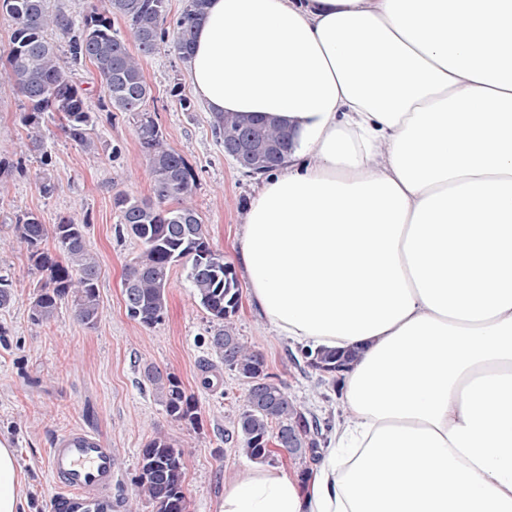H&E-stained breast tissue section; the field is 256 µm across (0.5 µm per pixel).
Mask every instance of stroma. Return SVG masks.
<instances>
[{"label":"stroma","mask_w":512,"mask_h":512,"mask_svg":"<svg viewBox=\"0 0 512 512\" xmlns=\"http://www.w3.org/2000/svg\"><path fill=\"white\" fill-rule=\"evenodd\" d=\"M144 77L151 88L147 103L168 145L181 154L195 175L194 205L206 226L210 244L235 260L239 227L259 178L225 155L201 105L181 111L178 96L192 97L186 65L160 50L147 58ZM24 99L12 87L0 86V272L16 284L12 303L0 308V438L16 450L25 481L27 512H51L55 492L45 464L48 448L72 431H84L112 448L118 470L112 496L135 494L139 451L163 433L182 448L187 512H215L229 484L258 463L242 450L236 420L245 404L244 382L218 365L205 344L219 327L201 307L187 279V267H172L167 311L146 327L125 308L123 276L142 252L131 236L115 233L119 213L113 196L122 191L150 198L154 186L146 156L129 114L100 113L90 152L63 131L57 113H46L40 126L43 151L32 150L21 122ZM56 185L52 196L40 190L39 173ZM36 213L44 224L65 216L87 219V246L101 266L97 325L78 320L63 305L49 323L35 327L28 308L45 273L28 261L25 244L12 228L22 215ZM238 336L260 352L275 383L320 420L344 418L339 387L330 376L308 367L300 346L277 335L261 318L249 293H242L233 318ZM215 365L212 388L201 384L204 368ZM175 375L198 400L199 427L172 420L146 378L147 370Z\"/></svg>","instance_id":"1"}]
</instances>
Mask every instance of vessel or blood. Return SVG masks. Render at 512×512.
<instances>
[{
	"instance_id": "b4317fda",
	"label": "vessel or blood",
	"mask_w": 512,
	"mask_h": 512,
	"mask_svg": "<svg viewBox=\"0 0 512 512\" xmlns=\"http://www.w3.org/2000/svg\"><path fill=\"white\" fill-rule=\"evenodd\" d=\"M47 466L57 486L52 512H114L117 458L95 435L66 434L51 449Z\"/></svg>"
}]
</instances>
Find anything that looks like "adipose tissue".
Here are the masks:
<instances>
[{
	"label": "adipose tissue",
	"instance_id": "1",
	"mask_svg": "<svg viewBox=\"0 0 512 512\" xmlns=\"http://www.w3.org/2000/svg\"><path fill=\"white\" fill-rule=\"evenodd\" d=\"M188 70L292 133L236 256L261 315L357 353L311 477L251 470L218 512H512V0H209Z\"/></svg>",
	"mask_w": 512,
	"mask_h": 512
}]
</instances>
